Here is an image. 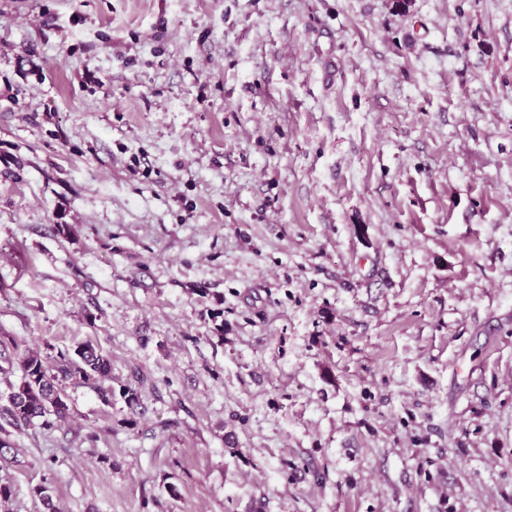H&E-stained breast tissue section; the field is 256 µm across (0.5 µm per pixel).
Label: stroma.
<instances>
[{"label":"stroma","mask_w":512,"mask_h":512,"mask_svg":"<svg viewBox=\"0 0 512 512\" xmlns=\"http://www.w3.org/2000/svg\"><path fill=\"white\" fill-rule=\"evenodd\" d=\"M1 338L0 512H512V0H0ZM0 359L9 367L16 362L21 371L19 383L11 385L6 396L8 405L0 417L7 425L21 430L40 426L50 429L63 421L69 411L66 384L87 385L98 391L104 403L112 402V360L91 341L76 342L60 350L51 361L40 354L12 353L0 340Z\"/></svg>","instance_id":"stroma-1"}]
</instances>
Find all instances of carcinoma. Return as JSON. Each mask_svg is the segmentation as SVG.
Wrapping results in <instances>:
<instances>
[{"instance_id": "cac0c4a2", "label": "carcinoma", "mask_w": 512, "mask_h": 512, "mask_svg": "<svg viewBox=\"0 0 512 512\" xmlns=\"http://www.w3.org/2000/svg\"><path fill=\"white\" fill-rule=\"evenodd\" d=\"M0 340V359L21 371L19 383L10 387L8 405L0 417L20 430L39 426L50 429L63 421L69 411L66 384L87 385L98 391L101 400L112 402V360L90 340L76 342L60 350L52 360L34 352L17 353Z\"/></svg>"}]
</instances>
